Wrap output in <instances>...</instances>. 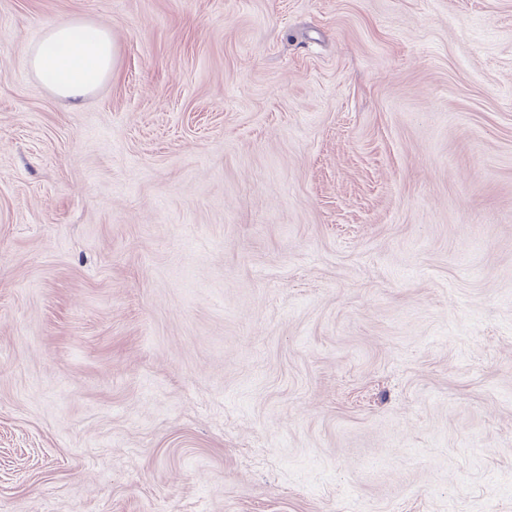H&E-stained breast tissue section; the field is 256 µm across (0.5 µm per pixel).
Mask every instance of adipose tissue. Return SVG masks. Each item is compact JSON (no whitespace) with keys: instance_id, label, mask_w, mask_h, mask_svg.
<instances>
[{"instance_id":"obj_1","label":"adipose tissue","mask_w":512,"mask_h":512,"mask_svg":"<svg viewBox=\"0 0 512 512\" xmlns=\"http://www.w3.org/2000/svg\"><path fill=\"white\" fill-rule=\"evenodd\" d=\"M111 32L71 19L46 24L39 42L28 46L30 71L57 97L80 102L112 74Z\"/></svg>"}]
</instances>
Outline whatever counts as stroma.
<instances>
[{"mask_svg": "<svg viewBox=\"0 0 512 512\" xmlns=\"http://www.w3.org/2000/svg\"><path fill=\"white\" fill-rule=\"evenodd\" d=\"M0 512H512V0H0ZM112 33L71 19L46 24L39 42L26 48L30 71L57 97L77 104L112 74Z\"/></svg>", "mask_w": 512, "mask_h": 512, "instance_id": "obj_1", "label": "stroma"}]
</instances>
